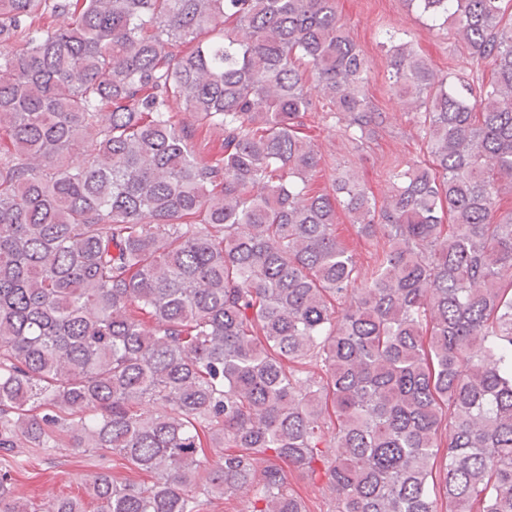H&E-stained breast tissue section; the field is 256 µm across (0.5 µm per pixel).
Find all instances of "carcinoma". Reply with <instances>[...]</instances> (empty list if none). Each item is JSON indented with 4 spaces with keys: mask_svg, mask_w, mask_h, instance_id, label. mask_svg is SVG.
<instances>
[{
    "mask_svg": "<svg viewBox=\"0 0 512 512\" xmlns=\"http://www.w3.org/2000/svg\"><path fill=\"white\" fill-rule=\"evenodd\" d=\"M407 2L491 77L391 47L428 159L379 203L310 185L313 97L380 125L336 0H0L1 450L66 433L154 478L91 476L98 512H307L284 464L324 512H512V18ZM0 512L84 510L5 470ZM336 228V233L339 234L340 238L345 242L349 249L353 250L357 254V260L359 263L363 262L366 264V260H368V254L365 249L366 247L364 246L363 241L358 239L354 228L349 224L347 215L342 211L338 212ZM288 471V482L296 489L298 494L303 498L306 503L307 509L311 512H319L317 506L321 501V495L318 489L319 485L308 484L300 475L295 471Z\"/></svg>",
    "mask_w": 512,
    "mask_h": 512,
    "instance_id": "1",
    "label": "carcinoma"
}]
</instances>
